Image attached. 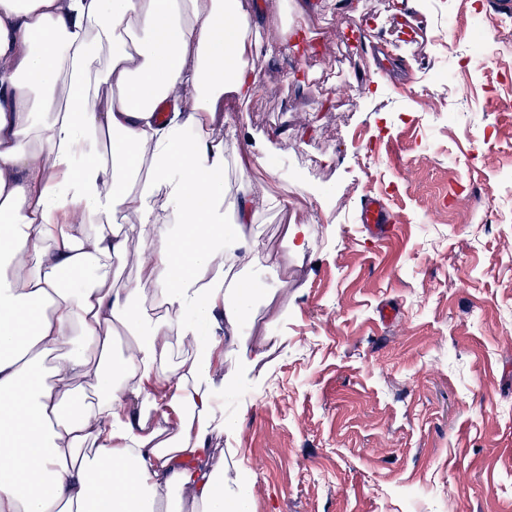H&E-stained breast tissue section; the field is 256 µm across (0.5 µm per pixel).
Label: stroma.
Instances as JSON below:
<instances>
[{
  "instance_id": "obj_1",
  "label": "stroma",
  "mask_w": 512,
  "mask_h": 512,
  "mask_svg": "<svg viewBox=\"0 0 512 512\" xmlns=\"http://www.w3.org/2000/svg\"><path fill=\"white\" fill-rule=\"evenodd\" d=\"M299 3L267 8L258 98L224 103L228 201L250 161L297 175L278 173L287 208L258 204L249 227L268 259L242 276L269 293L214 373L210 458L252 512H512V29L426 99L413 88L491 0ZM404 17L426 38L399 37ZM288 27L310 48L288 51ZM368 195L387 239L359 220Z\"/></svg>"
}]
</instances>
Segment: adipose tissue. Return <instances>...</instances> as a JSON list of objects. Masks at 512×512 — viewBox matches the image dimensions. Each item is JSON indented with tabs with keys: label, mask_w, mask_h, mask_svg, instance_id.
I'll return each mask as SVG.
<instances>
[{
	"label": "adipose tissue",
	"mask_w": 512,
	"mask_h": 512,
	"mask_svg": "<svg viewBox=\"0 0 512 512\" xmlns=\"http://www.w3.org/2000/svg\"><path fill=\"white\" fill-rule=\"evenodd\" d=\"M251 25L243 0H0V512H250L207 460L213 369L263 294L224 270L262 258L256 182L224 243Z\"/></svg>",
	"instance_id": "obj_1"
}]
</instances>
